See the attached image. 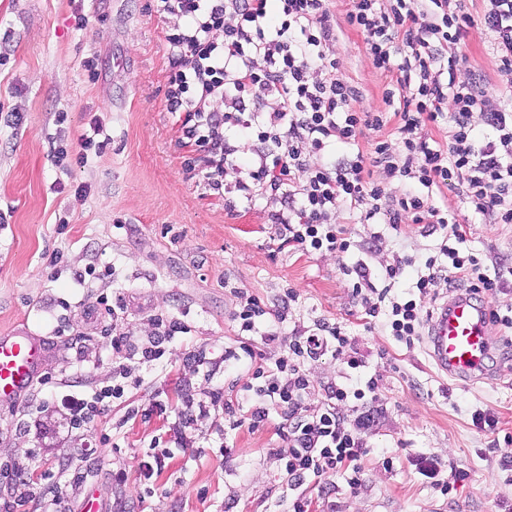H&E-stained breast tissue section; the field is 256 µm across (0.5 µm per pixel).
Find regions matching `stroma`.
I'll use <instances>...</instances> for the list:
<instances>
[{
    "instance_id": "1",
    "label": "stroma",
    "mask_w": 512,
    "mask_h": 512,
    "mask_svg": "<svg viewBox=\"0 0 512 512\" xmlns=\"http://www.w3.org/2000/svg\"><path fill=\"white\" fill-rule=\"evenodd\" d=\"M154 0H0V333L26 330L46 337L41 372L62 381L79 377L83 357H95L88 382L112 383L116 359L105 335L127 333L133 343L151 336V317L169 314L189 331L173 341L161 368L144 370L131 392L138 406L159 402L165 413L128 417L126 404H109L94 424L69 428L50 391L33 385L14 404L0 403V463L21 473H41L68 459L85 474L76 484L47 481L25 512H50L61 502L82 512L95 495L102 512H277L282 495L280 462L273 453L279 418L257 429L226 431L223 409L198 418L193 443L174 449L144 495L142 472L151 440L178 421L176 389H202L201 373L184 360L190 349L220 358L236 338L230 290L245 288L268 304L284 289L298 295L285 330L340 324L368 354L366 374L386 385L383 411L365 440L371 450L362 482L350 488L332 477L328 498L304 492L310 512H494L512 504V480L500 466L512 452V361L495 360L489 378L459 385L434 367L426 342L405 346L382 325L358 319L341 263H366L381 273L395 255L416 260L440 240L419 224L394 231L380 225L376 250L361 246L371 228L350 227L354 248L345 259L304 254L282 246L265 200L226 208L204 172L177 144L175 118L166 110L169 70L165 35L181 25L155 13ZM338 28L327 58L359 87L361 110L384 109L389 80L365 51L362 33L349 27L348 0H331ZM85 15L77 26V15ZM463 74L499 82L491 39L470 29ZM65 122H57V115ZM99 119L107 140L75 159L79 135ZM68 155L57 159L59 147ZM467 245L500 262L512 261V225L474 224ZM109 266L112 279L75 274ZM123 297L126 310L112 319L101 303ZM70 333L56 336L59 317ZM495 413L498 428L473 426L475 410ZM228 449H221V440ZM391 454V468L381 464ZM435 456L469 473L452 495H442L412 463ZM126 473L112 480L113 468Z\"/></svg>"
}]
</instances>
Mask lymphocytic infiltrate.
Segmentation results:
<instances>
[{"label": "lymphocytic infiltrate", "mask_w": 512, "mask_h": 512, "mask_svg": "<svg viewBox=\"0 0 512 512\" xmlns=\"http://www.w3.org/2000/svg\"><path fill=\"white\" fill-rule=\"evenodd\" d=\"M329 0H155L157 14H175L182 26L167 34L169 71L166 109L175 117L177 143L193 148L213 189L223 186L226 166L248 156L250 165L233 190L240 205L267 197L284 245L303 253L346 256L354 242L340 213L359 224H425L443 229L434 255L423 265L395 256L386 267V287L377 288L363 263L343 266L351 295L365 322L384 318L393 340L418 341L428 306L441 290L463 287L465 295L490 303L493 325L512 330V308L492 299L512 289V268L489 269L467 245L459 208L482 224H512V0H482L479 16L463 0H350L348 24L365 37V50L383 74L396 77L386 89V110H357L359 94L327 60L323 47L336 38ZM482 26L496 52L501 83L459 78L471 28ZM397 117L395 140L376 141L370 154L340 155L337 145H355L367 130H381ZM448 125V142L430 138L427 126ZM385 177L372 179L371 168ZM452 191L458 206L437 202ZM416 266L411 293H392L405 267ZM237 338L225 361H250L252 377L231 381L198 399L182 398V424L149 445L144 475L172 449L187 447L188 428L207 408L220 405L230 429L252 428L279 417L284 443L276 454L285 482L288 512H309L301 488L343 473L349 487L361 482L369 449L363 438L378 420L385 389L373 374L363 386L330 381L319 406H310L313 382L308 362L332 354L351 371L366 361L354 337L337 324L294 327L284 336L297 294L286 289L278 313L244 288H233ZM154 333L140 345L112 334L110 345L124 358L111 386L64 395L72 428L87 427L108 402L125 401L140 387L146 366L162 364L167 344L187 334L178 318L157 315ZM276 344L278 355L264 346Z\"/></svg>", "instance_id": "1"}]
</instances>
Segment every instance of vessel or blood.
<instances>
[{
  "mask_svg": "<svg viewBox=\"0 0 512 512\" xmlns=\"http://www.w3.org/2000/svg\"><path fill=\"white\" fill-rule=\"evenodd\" d=\"M429 354L448 376L462 382L485 377L492 349L489 310L459 297L444 304L428 329ZM43 337L0 333V401L30 391L45 355Z\"/></svg>",
  "mask_w": 512,
  "mask_h": 512,
  "instance_id": "obj_1",
  "label": "vessel or blood"
}]
</instances>
